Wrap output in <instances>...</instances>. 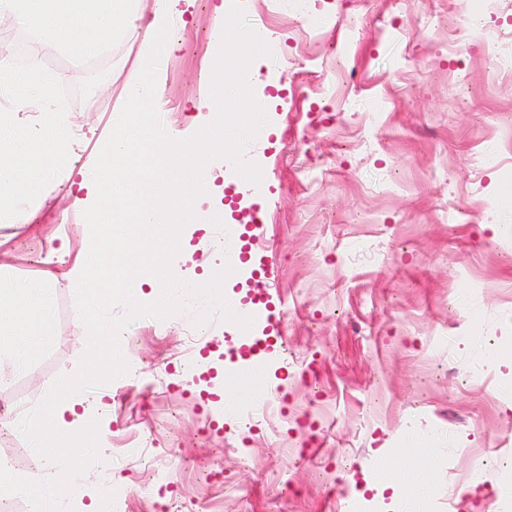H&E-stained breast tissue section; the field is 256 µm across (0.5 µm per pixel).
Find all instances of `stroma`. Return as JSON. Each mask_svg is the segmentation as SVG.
<instances>
[{
    "mask_svg": "<svg viewBox=\"0 0 512 512\" xmlns=\"http://www.w3.org/2000/svg\"><path fill=\"white\" fill-rule=\"evenodd\" d=\"M266 31L272 57L257 59L249 82L269 124L250 145L264 161L262 235L251 257L269 266L235 272L225 295L271 296L287 345L257 378L184 385L167 320L142 318L126 332L130 374L78 394L92 435L109 454L81 477L96 501L121 512H154L156 494L129 450L149 438L169 493L201 499L208 512H336L360 500L367 471L394 466L404 495L429 512H512V482L471 464L512 460V363L485 364L495 337L512 354V74L495 71L479 35L462 30L467 11L487 30L512 20V0H319L311 15L291 0H241ZM232 0H176L174 36L158 87L182 118L168 133L185 138L214 116L209 86L218 50L209 37ZM357 31H350L351 19ZM141 37L112 40L89 68L50 40L32 53L77 94L66 115L80 149L60 160L44 200L0 221V268L30 279L49 261L85 262L86 224H59L83 175L110 134L141 66ZM316 71L323 89L304 84ZM496 148L497 162L485 153ZM209 192L177 258L200 284L225 259L215 225L231 238L247 223L225 213L242 187L223 162L206 168ZM51 353L0 385V415L44 406L49 384L75 370L86 330L66 279L53 283ZM278 387L285 406L275 426L248 427L225 412L222 396ZM418 443L405 447V431ZM224 469L223 487L199 471Z\"/></svg>",
    "mask_w": 512,
    "mask_h": 512,
    "instance_id": "obj_1",
    "label": "stroma"
}]
</instances>
